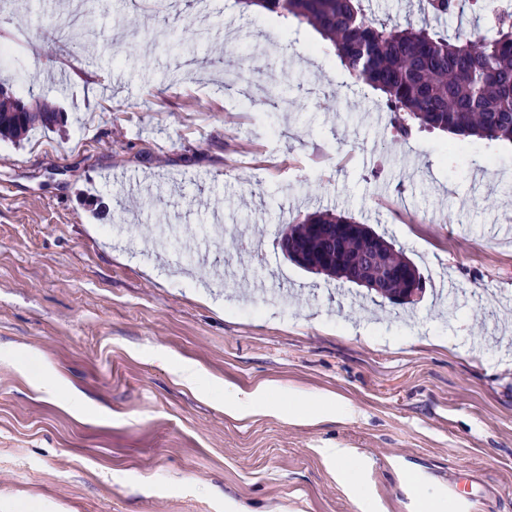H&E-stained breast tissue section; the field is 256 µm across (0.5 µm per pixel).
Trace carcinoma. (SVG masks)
Wrapping results in <instances>:
<instances>
[{
  "label": "carcinoma",
  "mask_w": 512,
  "mask_h": 512,
  "mask_svg": "<svg viewBox=\"0 0 512 512\" xmlns=\"http://www.w3.org/2000/svg\"><path fill=\"white\" fill-rule=\"evenodd\" d=\"M268 13L287 14L317 28L337 44L348 73L380 91L400 136L416 125L464 140L512 142V13L496 15L490 38L462 41L421 27L398 29L364 13L361 0H238ZM466 0H428L437 17L461 11ZM29 112L23 98L0 84V138L18 140L58 113ZM367 225L335 210H317L281 231L316 272L350 283L363 275L392 304H413L417 266Z\"/></svg>",
  "instance_id": "1"
}]
</instances>
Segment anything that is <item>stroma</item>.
<instances>
[{"label": "stroma", "instance_id": "1", "mask_svg": "<svg viewBox=\"0 0 512 512\" xmlns=\"http://www.w3.org/2000/svg\"><path fill=\"white\" fill-rule=\"evenodd\" d=\"M68 2L0 0V80L23 73L20 95L64 116L0 141V512H422L425 492L512 512V142L397 140L289 17L84 0L97 24L67 53L38 32ZM362 7L489 27L482 0L462 19ZM321 209L403 250L418 303L289 261L281 226ZM266 385L249 412L228 400Z\"/></svg>", "mask_w": 512, "mask_h": 512}]
</instances>
